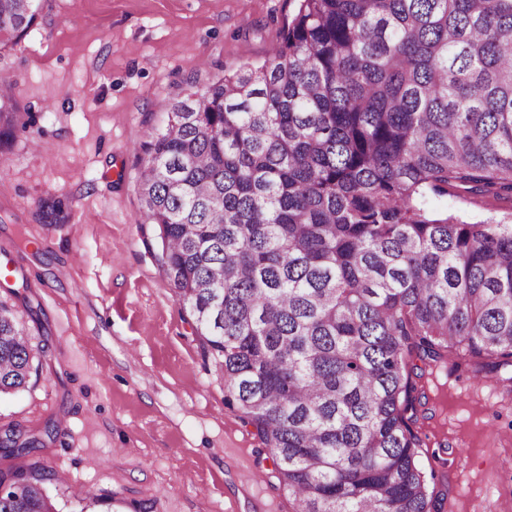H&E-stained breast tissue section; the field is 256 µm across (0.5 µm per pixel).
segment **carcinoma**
I'll use <instances>...</instances> for the list:
<instances>
[{
  "instance_id": "1",
  "label": "carcinoma",
  "mask_w": 512,
  "mask_h": 512,
  "mask_svg": "<svg viewBox=\"0 0 512 512\" xmlns=\"http://www.w3.org/2000/svg\"><path fill=\"white\" fill-rule=\"evenodd\" d=\"M40 10L0 0V51ZM31 123L0 90V145ZM135 151L154 258L299 512H431L418 362L512 384V220L431 205L512 194V0H298L262 65L190 84ZM31 361L0 304L1 395ZM55 477L0 474V512H54ZM492 198L475 195L460 189H449L448 197L434 203L440 211H452L467 221H478L492 215L486 205Z\"/></svg>"
}]
</instances>
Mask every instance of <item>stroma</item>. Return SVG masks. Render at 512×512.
Returning <instances> with one entry per match:
<instances>
[{
	"label": "stroma",
	"mask_w": 512,
	"mask_h": 512,
	"mask_svg": "<svg viewBox=\"0 0 512 512\" xmlns=\"http://www.w3.org/2000/svg\"><path fill=\"white\" fill-rule=\"evenodd\" d=\"M41 4L0 51V82L36 117L0 150V260L28 280L18 295L0 287V302L34 349L27 387L0 396V433L59 427L28 454L0 449V471L64 474L50 489L56 512H80L92 494L95 512H296L153 258L134 154L200 68L267 59L296 0ZM417 387L432 512H512V392L451 356Z\"/></svg>",
	"instance_id": "obj_1"
}]
</instances>
